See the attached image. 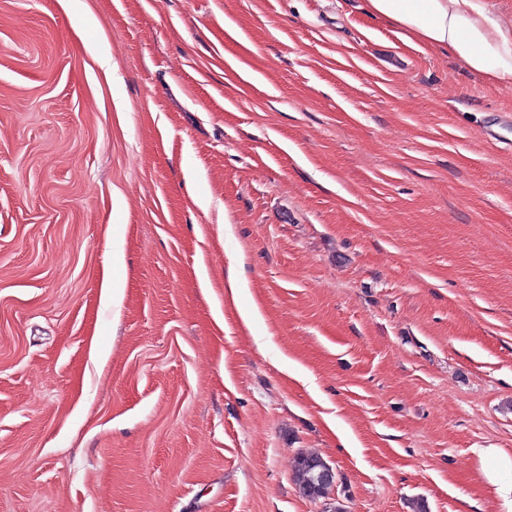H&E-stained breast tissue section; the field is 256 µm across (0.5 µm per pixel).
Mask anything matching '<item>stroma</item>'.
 <instances>
[{
  "label": "stroma",
  "instance_id": "1",
  "mask_svg": "<svg viewBox=\"0 0 512 512\" xmlns=\"http://www.w3.org/2000/svg\"><path fill=\"white\" fill-rule=\"evenodd\" d=\"M478 448L512 79L366 0H0V512H496ZM320 457L317 455H304L296 460L294 467V481L300 492L315 489L316 499L325 498L328 495L330 485H317L316 472L312 462H316ZM316 486V487H315Z\"/></svg>",
  "mask_w": 512,
  "mask_h": 512
}]
</instances>
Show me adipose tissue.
I'll list each match as a JSON object with an SVG mask.
<instances>
[{
    "label": "adipose tissue",
    "mask_w": 512,
    "mask_h": 512,
    "mask_svg": "<svg viewBox=\"0 0 512 512\" xmlns=\"http://www.w3.org/2000/svg\"><path fill=\"white\" fill-rule=\"evenodd\" d=\"M371 15L395 27L398 36L461 58L490 82L512 78V29L489 0H366ZM474 454L500 512H512V455L499 448Z\"/></svg>",
    "instance_id": "ef3b65f1"
}]
</instances>
